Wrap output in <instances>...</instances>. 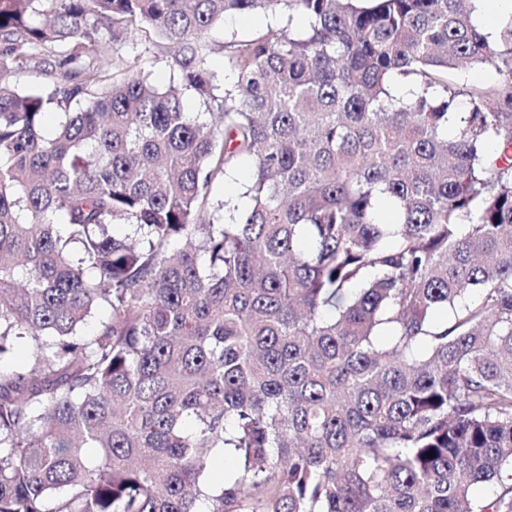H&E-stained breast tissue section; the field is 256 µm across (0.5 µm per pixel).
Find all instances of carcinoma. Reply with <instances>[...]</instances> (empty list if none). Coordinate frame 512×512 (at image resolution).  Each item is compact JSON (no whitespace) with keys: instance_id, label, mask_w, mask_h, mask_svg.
Returning a JSON list of instances; mask_svg holds the SVG:
<instances>
[{"instance_id":"carcinoma-1","label":"carcinoma","mask_w":512,"mask_h":512,"mask_svg":"<svg viewBox=\"0 0 512 512\" xmlns=\"http://www.w3.org/2000/svg\"><path fill=\"white\" fill-rule=\"evenodd\" d=\"M474 12L0 0V77L55 75L0 83V512H512V26ZM241 13L309 24L212 41ZM119 55L131 65L134 71L141 73L151 83L166 87L173 80V74L162 59H154L144 53L141 36L134 35L116 46ZM497 79L495 72L479 65H467L457 72V80L461 84L480 85L493 82ZM53 80V75L42 68L27 67L17 72L10 81L21 90H39L46 87Z\"/></svg>"}]
</instances>
